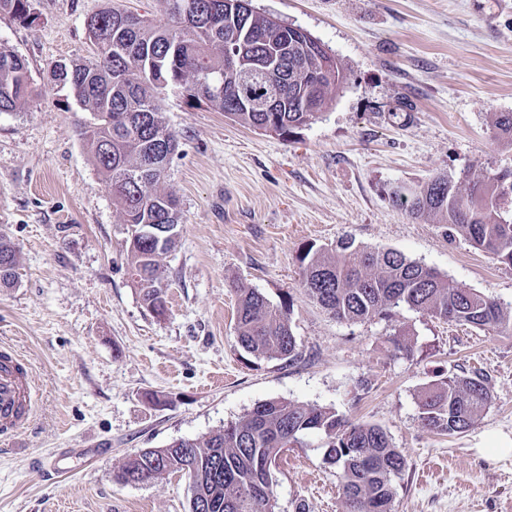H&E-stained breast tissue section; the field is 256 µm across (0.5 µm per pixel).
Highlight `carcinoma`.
Segmentation results:
<instances>
[{"label":"carcinoma","instance_id":"obj_1","mask_svg":"<svg viewBox=\"0 0 512 512\" xmlns=\"http://www.w3.org/2000/svg\"><path fill=\"white\" fill-rule=\"evenodd\" d=\"M165 0L166 21L106 6L88 18L91 55L59 63L50 79L66 87L94 121L80 129L83 145L104 174L128 226L130 275L149 308L166 305L160 259L163 248L137 226L179 225L178 200L159 183L178 149L161 107V95L178 89L191 101H206L234 121L278 136L312 123L342 83L337 59L321 42L251 8L252 0H201L209 17L197 23ZM0 11L32 22L30 0H0ZM233 37L254 65L268 67V80L243 76L229 65L227 37ZM28 64L0 46V112L33 100ZM494 136L512 138V113L500 112ZM392 207L413 218L432 217L476 249L512 265V170L482 174L460 189L446 175L388 191ZM307 295L336 319L357 323L393 318L402 307L483 331L512 330V304L460 288L434 270L392 250L342 241L309 246L300 257ZM18 259L0 238V285L17 278ZM238 340L256 356L295 364L302 359L291 327L290 307L276 305L254 288H236ZM487 377L461 372L425 387L418 395L422 422L448 435L469 431L491 403ZM326 437L323 460L336 467L340 512H393V482L406 467L403 452L380 427L344 418L336 411L284 400L256 404L243 417L195 439L164 448H144L127 457L116 474L148 472L194 477L190 512H276L274 491L263 476L281 455L311 432Z\"/></svg>","mask_w":512,"mask_h":512}]
</instances>
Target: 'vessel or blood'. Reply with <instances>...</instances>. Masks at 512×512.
Here are the masks:
<instances>
[{"label":"vessel or blood","instance_id":"1","mask_svg":"<svg viewBox=\"0 0 512 512\" xmlns=\"http://www.w3.org/2000/svg\"><path fill=\"white\" fill-rule=\"evenodd\" d=\"M35 382L23 359L0 349V433L11 435L24 425L31 410Z\"/></svg>","mask_w":512,"mask_h":512}]
</instances>
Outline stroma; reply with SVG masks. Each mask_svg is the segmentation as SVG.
Masks as SVG:
<instances>
[{"mask_svg": "<svg viewBox=\"0 0 512 512\" xmlns=\"http://www.w3.org/2000/svg\"><path fill=\"white\" fill-rule=\"evenodd\" d=\"M253 4L320 40L345 79L319 119L285 137L164 95L179 146L162 187L178 197L180 225L162 259L161 316L131 281L126 226L78 136L91 114L44 83L52 65L89 56L86 20L103 0H31L30 25L0 12V45L26 59L37 86L32 105L0 112V236L19 260L17 283L0 287V343L38 382L23 428L0 435V512H190L180 474L124 485L116 472L137 450L205 436L271 399L382 427L407 457L395 512H512V332L408 308L341 322L306 295L299 262L308 244L350 238L512 302V266L387 196L438 174L463 187L512 169V142L493 133L497 113L512 112V11L498 0ZM240 285L290 304L301 361L243 350ZM398 325L412 356L394 351ZM460 368L487 375L492 403L468 432L440 435L417 396ZM323 441L308 435L279 460L277 512H337ZM66 448L100 454L65 459L61 478L52 463Z\"/></svg>", "mask_w": 512, "mask_h": 512, "instance_id": "stroma-1", "label": "stroma"}]
</instances>
